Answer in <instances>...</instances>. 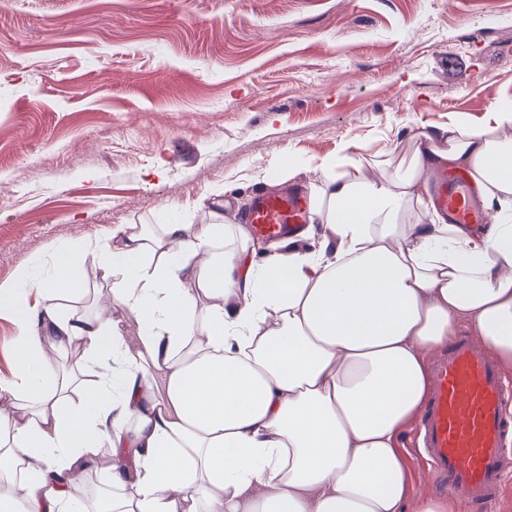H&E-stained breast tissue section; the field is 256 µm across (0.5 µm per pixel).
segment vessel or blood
I'll return each mask as SVG.
<instances>
[{
    "instance_id": "vessel-or-blood-1",
    "label": "vessel or blood",
    "mask_w": 512,
    "mask_h": 512,
    "mask_svg": "<svg viewBox=\"0 0 512 512\" xmlns=\"http://www.w3.org/2000/svg\"><path fill=\"white\" fill-rule=\"evenodd\" d=\"M435 204L452 224H483L487 218L466 175H439ZM304 200L295 194L256 195L242 223L263 236L294 235L305 224ZM512 383L490 351L468 338L456 339L433 365L429 403L420 436L452 497L470 503L497 500L511 471L505 467L504 407Z\"/></svg>"
}]
</instances>
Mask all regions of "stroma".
Segmentation results:
<instances>
[{
  "label": "stroma",
  "instance_id": "obj_1",
  "mask_svg": "<svg viewBox=\"0 0 512 512\" xmlns=\"http://www.w3.org/2000/svg\"><path fill=\"white\" fill-rule=\"evenodd\" d=\"M512 104V0H0V283L86 242L81 314L136 328L121 224L307 195L327 158L406 170L415 134Z\"/></svg>",
  "mask_w": 512,
  "mask_h": 512
}]
</instances>
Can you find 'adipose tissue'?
<instances>
[{"label": "adipose tissue", "mask_w": 512, "mask_h": 512, "mask_svg": "<svg viewBox=\"0 0 512 512\" xmlns=\"http://www.w3.org/2000/svg\"><path fill=\"white\" fill-rule=\"evenodd\" d=\"M510 126L500 108L419 133L397 178L323 161L313 252L286 241L255 260L242 224L123 225L98 262L132 339L65 308L85 291L82 242L59 244L47 277L0 283L19 329L17 380L0 384V512H91L71 489L100 448L112 512H465L413 482L400 437L430 395L424 353L457 323L512 370ZM447 166L467 173L486 232L425 201ZM74 344L111 360L92 385L57 368Z\"/></svg>", "instance_id": "obj_1"}]
</instances>
